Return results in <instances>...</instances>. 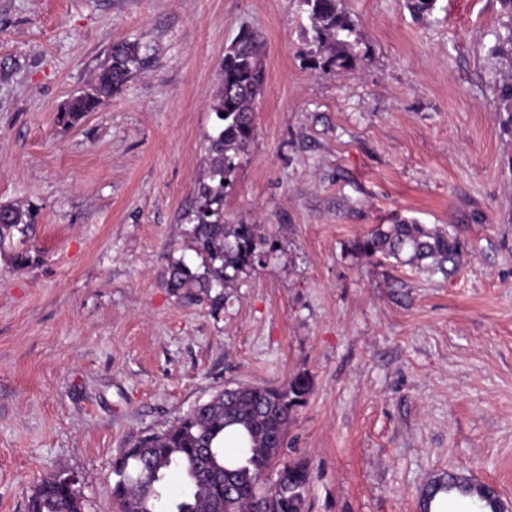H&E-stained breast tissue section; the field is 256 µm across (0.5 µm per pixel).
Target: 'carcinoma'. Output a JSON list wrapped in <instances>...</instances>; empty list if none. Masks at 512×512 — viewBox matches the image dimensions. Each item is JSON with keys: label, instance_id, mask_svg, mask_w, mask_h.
Masks as SVG:
<instances>
[{"label": "carcinoma", "instance_id": "1", "mask_svg": "<svg viewBox=\"0 0 512 512\" xmlns=\"http://www.w3.org/2000/svg\"><path fill=\"white\" fill-rule=\"evenodd\" d=\"M314 41L329 54L328 61L346 67L354 58L356 23L340 8V0H302ZM505 34L491 49L500 60L497 108L512 130V0H502ZM265 51L250 29L242 31L224 56L222 78L212 98L215 133L208 137V156L189 223L196 268L177 261L169 267L166 287L174 292L211 296L232 280L227 269L254 265L264 244L258 224H226L222 213L224 181L234 167V153L254 133V105L265 81ZM151 58L130 43L112 46L89 89L72 98L60 119L73 124L98 110L112 92L132 75L147 69ZM32 225L29 210L0 205V248L24 242ZM351 254L366 259H394L416 268L447 271L457 267L462 246L457 235L438 226L396 219L379 224L349 244ZM312 392L305 373L289 378L280 388L237 382L196 404L160 434L140 440L112 467V499L118 512H163L167 478H181L176 512H307L312 472L304 460L284 459L288 425L296 407ZM240 427L246 447L240 457L224 455V430ZM28 512H84L83 497L59 482V475L41 478ZM477 499L482 512H497L494 497H479L463 477L435 478L422 492L423 512L437 495Z\"/></svg>", "mask_w": 512, "mask_h": 512}]
</instances>
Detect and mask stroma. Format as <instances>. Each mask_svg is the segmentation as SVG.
Here are the masks:
<instances>
[{"instance_id": "obj_1", "label": "stroma", "mask_w": 512, "mask_h": 512, "mask_svg": "<svg viewBox=\"0 0 512 512\" xmlns=\"http://www.w3.org/2000/svg\"><path fill=\"white\" fill-rule=\"evenodd\" d=\"M357 56L330 64L301 0H0V205L33 214L0 251V512L42 477L116 512L112 464L236 382L313 391L285 439L308 512H421L454 472L512 499V132L489 53L500 0H341ZM257 31L266 80L224 221L262 264L215 303L163 285L199 265L196 204L224 54ZM151 56L77 124L64 104L112 44ZM457 232L451 277L348 245L394 218Z\"/></svg>"}]
</instances>
